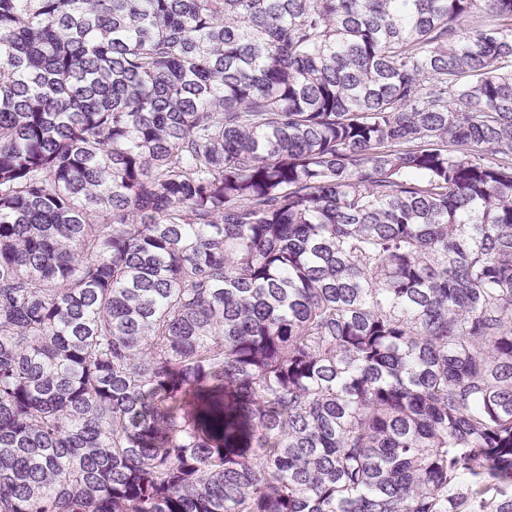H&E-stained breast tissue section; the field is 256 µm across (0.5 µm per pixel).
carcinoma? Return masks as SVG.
Listing matches in <instances>:
<instances>
[{
    "label": "carcinoma",
    "mask_w": 512,
    "mask_h": 512,
    "mask_svg": "<svg viewBox=\"0 0 512 512\" xmlns=\"http://www.w3.org/2000/svg\"><path fill=\"white\" fill-rule=\"evenodd\" d=\"M0 512H512V0H0Z\"/></svg>",
    "instance_id": "1"
}]
</instances>
